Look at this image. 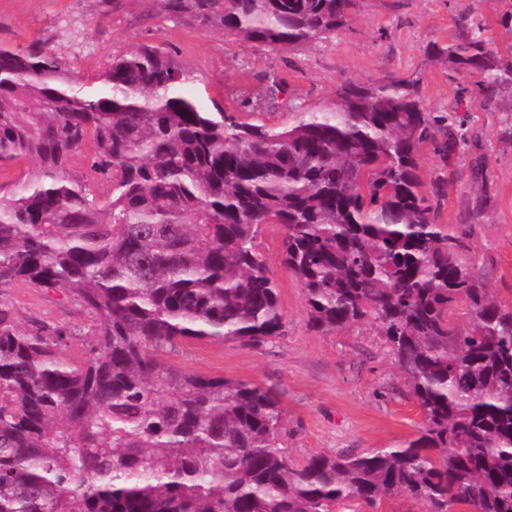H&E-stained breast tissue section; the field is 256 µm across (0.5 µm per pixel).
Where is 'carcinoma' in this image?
Listing matches in <instances>:
<instances>
[{
  "label": "carcinoma",
  "mask_w": 512,
  "mask_h": 512,
  "mask_svg": "<svg viewBox=\"0 0 512 512\" xmlns=\"http://www.w3.org/2000/svg\"><path fill=\"white\" fill-rule=\"evenodd\" d=\"M158 2L288 48L334 34L356 6ZM432 53L489 99L512 90V46L490 48L478 24ZM420 81L347 82L274 128L201 111L151 42L90 85L50 49L0 46V162H32L0 199V285L68 293L93 322L76 359L67 329L22 326L0 301V512H333L393 494L425 512H512V307L438 223L447 182L424 189L423 146L446 160L463 136L427 110ZM89 140L93 181L75 170ZM265 224L284 229L282 264L313 328L375 326L420 437L295 462L272 390L159 360L181 339L258 346L287 333L256 245Z\"/></svg>",
  "instance_id": "1"
}]
</instances>
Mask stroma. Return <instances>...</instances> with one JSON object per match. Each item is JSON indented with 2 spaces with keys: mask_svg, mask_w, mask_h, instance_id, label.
<instances>
[{
  "mask_svg": "<svg viewBox=\"0 0 512 512\" xmlns=\"http://www.w3.org/2000/svg\"><path fill=\"white\" fill-rule=\"evenodd\" d=\"M510 12L512 0H359L332 37L274 49L162 19L157 0H0V44L53 49L88 84L112 57L150 41L190 72L185 92L201 110L272 127L335 100L344 81L420 77L427 109L447 113L464 135L448 161L432 147L422 152L425 184L448 181L439 221L460 237L464 261L482 272L494 298L511 307L512 95L487 99L475 76L426 54L430 44L453 42L464 21L482 25L492 46L510 45L512 29L501 23ZM282 235L281 225H264L257 246L278 285L287 334L258 346L184 339L163 359L271 389L284 410L282 445L297 461L417 438L423 417L380 336L365 324L328 332L310 326L302 290L282 264ZM0 301L21 323L70 328V353L85 355L89 316L74 298L17 282L0 286Z\"/></svg>",
  "mask_w": 512,
  "mask_h": 512,
  "instance_id": "1",
  "label": "stroma"
}]
</instances>
